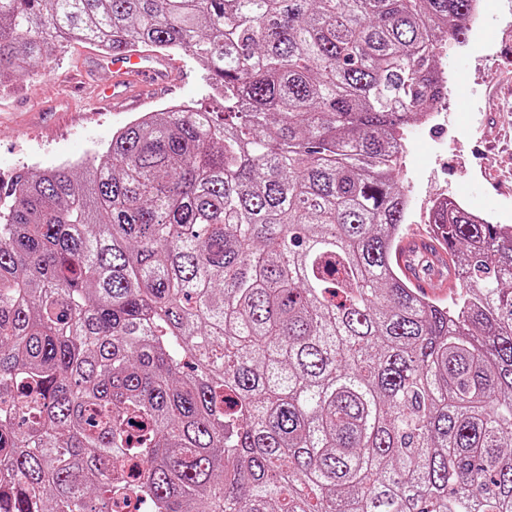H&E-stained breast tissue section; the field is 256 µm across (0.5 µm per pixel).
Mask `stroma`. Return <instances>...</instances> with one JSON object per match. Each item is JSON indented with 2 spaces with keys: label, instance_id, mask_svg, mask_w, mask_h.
Wrapping results in <instances>:
<instances>
[{
  "label": "stroma",
  "instance_id": "1",
  "mask_svg": "<svg viewBox=\"0 0 512 512\" xmlns=\"http://www.w3.org/2000/svg\"><path fill=\"white\" fill-rule=\"evenodd\" d=\"M94 45L72 43L49 65L13 85L0 87V177L21 168L38 172L101 158L113 134L133 120L130 112H58L54 103L71 76L86 69ZM512 0H491L476 32L464 42L447 41L438 60L457 83L438 126L416 138L415 160L400 170L399 184L416 203L406 230L429 231V201L455 198L474 214L489 211L512 225V152L492 144L512 136ZM177 64L174 94L154 100L151 110L209 98L202 74L185 54Z\"/></svg>",
  "mask_w": 512,
  "mask_h": 512
}]
</instances>
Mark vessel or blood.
Here are the masks:
<instances>
[{
	"label": "vessel or blood",
	"instance_id": "b4317fda",
	"mask_svg": "<svg viewBox=\"0 0 512 512\" xmlns=\"http://www.w3.org/2000/svg\"><path fill=\"white\" fill-rule=\"evenodd\" d=\"M174 61L157 52H133L122 56L95 55L87 75L80 78V107L111 104L113 109H139L158 96L167 93L172 85ZM447 253L433 236L410 234L397 246L398 267L412 283L422 289L447 290L446 278L424 271L423 261L440 266Z\"/></svg>",
	"mask_w": 512,
	"mask_h": 512
}]
</instances>
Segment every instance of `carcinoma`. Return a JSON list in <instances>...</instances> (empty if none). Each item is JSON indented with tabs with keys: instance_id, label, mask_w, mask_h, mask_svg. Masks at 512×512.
Segmentation results:
<instances>
[{
	"instance_id": "obj_1",
	"label": "carcinoma",
	"mask_w": 512,
	"mask_h": 512,
	"mask_svg": "<svg viewBox=\"0 0 512 512\" xmlns=\"http://www.w3.org/2000/svg\"><path fill=\"white\" fill-rule=\"evenodd\" d=\"M473 2L0 0L1 87L86 41L215 103L11 177L0 512H512V227L435 209L452 314L393 264L398 132Z\"/></svg>"
}]
</instances>
